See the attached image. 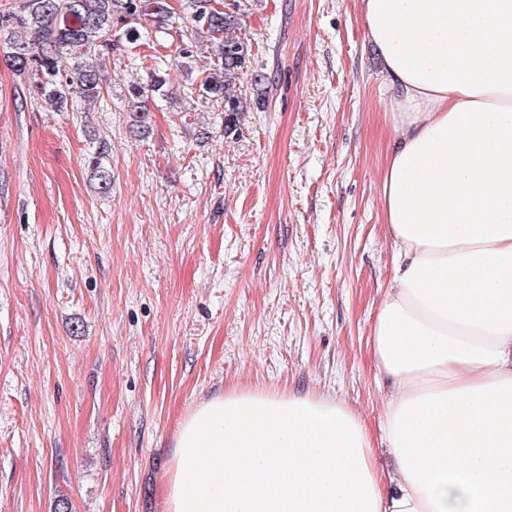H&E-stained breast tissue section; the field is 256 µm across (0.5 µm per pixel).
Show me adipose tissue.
I'll return each mask as SVG.
<instances>
[{"label":"adipose tissue","mask_w":512,"mask_h":512,"mask_svg":"<svg viewBox=\"0 0 512 512\" xmlns=\"http://www.w3.org/2000/svg\"><path fill=\"white\" fill-rule=\"evenodd\" d=\"M360 10L395 133L381 426L329 391L214 395L179 425L163 512H512V0Z\"/></svg>","instance_id":"ef3b65f1"}]
</instances>
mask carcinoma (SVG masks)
<instances>
[{
  "label": "carcinoma",
  "mask_w": 512,
  "mask_h": 512,
  "mask_svg": "<svg viewBox=\"0 0 512 512\" xmlns=\"http://www.w3.org/2000/svg\"><path fill=\"white\" fill-rule=\"evenodd\" d=\"M234 2L226 11L222 0H179L177 8L171 0H14V6L0 11V35L12 67L62 112L73 98L104 94L105 59L138 45L142 29L151 23L180 57L206 55L209 67L202 70L198 98L224 112L228 132L244 112L238 84L249 52L237 34L243 4ZM188 21L203 39L184 41L181 25ZM163 65L161 58L147 81L127 87L128 107L142 132L149 127V102L170 95ZM108 157L107 144L100 141L89 161L91 178L104 195L112 191Z\"/></svg>",
  "instance_id": "cac0c4a2"
}]
</instances>
